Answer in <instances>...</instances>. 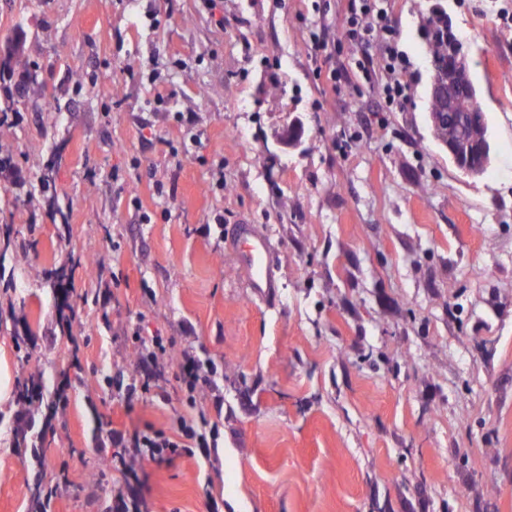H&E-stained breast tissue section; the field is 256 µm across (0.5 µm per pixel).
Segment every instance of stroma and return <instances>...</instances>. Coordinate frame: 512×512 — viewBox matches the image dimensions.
Segmentation results:
<instances>
[{
    "label": "stroma",
    "instance_id": "1",
    "mask_svg": "<svg viewBox=\"0 0 512 512\" xmlns=\"http://www.w3.org/2000/svg\"><path fill=\"white\" fill-rule=\"evenodd\" d=\"M347 5L223 0L219 26L202 0H0V61L37 75L0 174V225L26 249L0 298V512H37L40 473L61 481L49 512H112L125 490L146 512H512V0H384L412 63L395 112L356 67L377 45L340 40ZM436 6L489 126L479 178L431 131ZM332 67L348 85L326 95ZM244 223L271 246L266 298L235 263ZM89 253L99 272L72 267ZM35 267L71 268L75 311ZM136 335L217 365L195 406L171 370L166 399L129 391ZM32 365L66 404L21 437ZM179 415L218 423L217 447L158 462L93 438Z\"/></svg>",
    "mask_w": 512,
    "mask_h": 512
}]
</instances>
